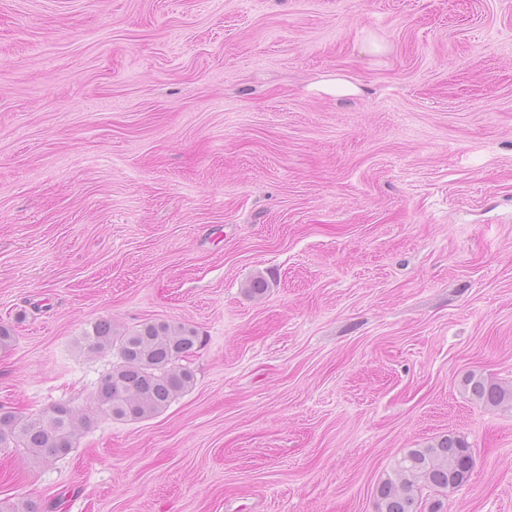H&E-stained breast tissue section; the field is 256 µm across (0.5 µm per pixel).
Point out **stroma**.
Returning a JSON list of instances; mask_svg holds the SVG:
<instances>
[{
  "label": "stroma",
  "instance_id": "obj_1",
  "mask_svg": "<svg viewBox=\"0 0 512 512\" xmlns=\"http://www.w3.org/2000/svg\"><path fill=\"white\" fill-rule=\"evenodd\" d=\"M102 319L194 326V386L0 449V500L376 512L454 433L442 512H512V410L461 386L512 384V0H0V404L85 408ZM462 387L471 400L484 407L512 409V386L495 382L482 374L469 373L463 379ZM448 459L456 461L457 475L470 477L474 457L469 443L460 435L448 434L422 448L407 449L395 462L392 475L377 485V512H418L415 493L424 488L448 489L451 493L465 484L452 479L455 473Z\"/></svg>",
  "mask_w": 512,
  "mask_h": 512
}]
</instances>
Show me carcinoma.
I'll use <instances>...</instances> for the list:
<instances>
[{
    "mask_svg": "<svg viewBox=\"0 0 512 512\" xmlns=\"http://www.w3.org/2000/svg\"><path fill=\"white\" fill-rule=\"evenodd\" d=\"M91 354L112 352V369L101 380L91 409L123 421L151 418L193 387L195 375L186 365L199 343L196 329L186 324L146 322L132 331H120L103 319L84 332ZM462 387L485 407L512 408V386L472 372ZM91 418L68 403H59L32 415L0 407V448H14L36 463H48L70 454L81 429ZM456 474H471L474 457L460 435L442 436L422 448H409L395 462L391 474L377 485V512H418L416 493L424 488L448 489V460ZM26 499L0 501V512H38Z\"/></svg>",
    "mask_w": 512,
    "mask_h": 512,
    "instance_id": "carcinoma-1",
    "label": "carcinoma"
}]
</instances>
